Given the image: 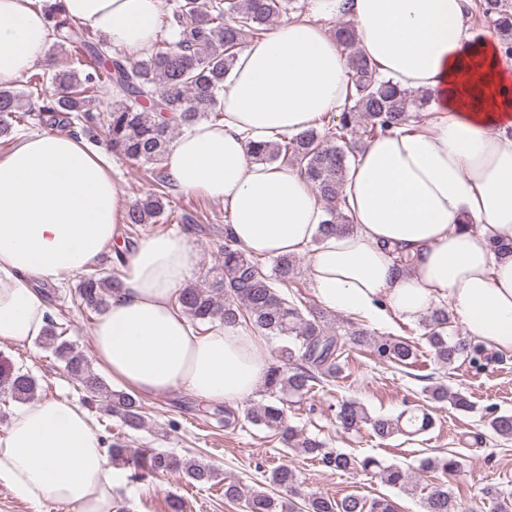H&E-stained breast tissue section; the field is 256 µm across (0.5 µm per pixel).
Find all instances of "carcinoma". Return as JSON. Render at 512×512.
<instances>
[{"label":"carcinoma","instance_id":"cac0c4a2","mask_svg":"<svg viewBox=\"0 0 512 512\" xmlns=\"http://www.w3.org/2000/svg\"><path fill=\"white\" fill-rule=\"evenodd\" d=\"M38 6L50 23L52 49H66L81 68L53 65L49 71H27L24 89L0 87V137H9L17 126L36 118L48 126L79 129L94 143H104L126 160L145 167L151 189L126 211L124 224L129 234L138 235L145 224H158L166 212L169 189L167 174L159 168L171 137L202 121H218L223 116L220 95L224 78L238 53L248 43L268 34L270 23L296 9L293 0H177L167 22L168 35H160L152 47L129 57L112 51L104 39L90 40L88 32L67 18L59 0H39ZM472 18L494 28L506 51L512 55V5L506 0H473ZM333 38L347 52L350 87L343 108L332 113L322 127L288 135L252 146L259 161L281 162L296 169L309 182L324 204L325 220L320 233L335 235L353 230V220L345 212L341 188L350 157L367 142L396 129L417 123L418 112L427 98L399 88L382 78L375 63L358 47L354 25L341 19ZM110 99L101 97V89ZM295 256L283 254L272 265L242 249L224 235L218 263L201 285L184 286L176 303L199 326H239L247 321L252 329L281 341L276 362L272 363L262 387V398L247 409L244 420L274 432L279 443L325 466L342 472L362 471L381 483L408 494L416 484L399 465H387L374 456L361 459L334 452L313 437L287 426L288 409L299 404L316 386L336 377L343 346L327 325V314L318 307H304L288 299L284 288L296 277ZM120 275L91 269L83 274L76 294L80 306L99 313L108 304L112 290L120 287ZM434 358L450 365L463 357L472 361L482 348L454 329L448 307H436L420 320ZM65 364L87 400L107 398L108 411L129 429L146 425L141 398L132 392L111 390L95 373L87 357L63 338L59 324L51 319L40 337ZM379 359L412 365L418 354L406 339L381 338L374 341ZM37 389L33 375L17 371L0 373V391L17 403L32 400ZM434 402H450L459 411L473 404L465 394L451 392L443 385L425 388ZM341 429L352 431L363 424L385 441L405 433L417 435L433 427L428 409L420 404L404 409L398 416L371 417L356 401H342L336 414ZM493 432L512 437V415H497L490 421ZM112 461L134 469L130 478L141 477V470L159 475L174 469L184 477L208 484L217 478L209 466L195 460L181 461L156 449L130 453L120 444L111 448ZM423 466L444 475L457 476L463 462L457 455L435 456ZM297 474L289 464L274 468L269 477L270 491L249 493L235 481L224 482V499L243 501L245 512H286L293 503L284 495L297 494ZM301 512H396L386 496L368 499L350 494L340 500L317 494L303 498ZM425 512H460V505L444 482L433 486L425 497Z\"/></svg>","mask_w":512,"mask_h":512}]
</instances>
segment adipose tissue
I'll use <instances>...</instances> for the list:
<instances>
[{
	"label": "adipose tissue",
	"mask_w": 512,
	"mask_h": 512,
	"mask_svg": "<svg viewBox=\"0 0 512 512\" xmlns=\"http://www.w3.org/2000/svg\"><path fill=\"white\" fill-rule=\"evenodd\" d=\"M238 54L220 124L200 122L169 146L165 171L185 192L223 204L226 231L248 253L309 254L327 308L385 326L445 303L467 335L512 353V56L472 27L471 0H309ZM66 15L132 52L161 27L160 0H62ZM354 22L383 77L427 94L433 121L372 140L342 187L351 232L315 242L325 214L309 183L258 161L250 147L340 111L348 65L319 18ZM49 23L33 0H0V86L42 59ZM125 199L104 154L82 137L39 131L0 155V342L32 344L54 311L37 288L123 258L122 287L96 321L101 369L139 394L185 391L234 402L265 379L267 348L237 327L195 330L175 302L196 260L186 234L120 242ZM411 255L397 273L393 253ZM120 478L89 413L66 400L22 405L0 436V482L32 503L118 512Z\"/></svg>",
	"instance_id": "ef3b65f1"
}]
</instances>
